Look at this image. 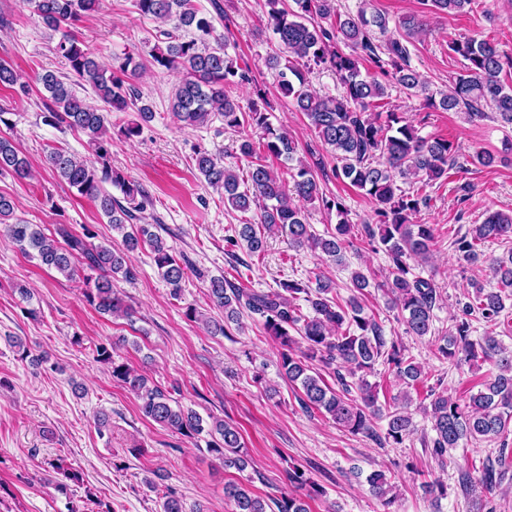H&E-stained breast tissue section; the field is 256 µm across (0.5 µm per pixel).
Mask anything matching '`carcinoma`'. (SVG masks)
<instances>
[{"instance_id": "carcinoma-1", "label": "carcinoma", "mask_w": 512, "mask_h": 512, "mask_svg": "<svg viewBox=\"0 0 512 512\" xmlns=\"http://www.w3.org/2000/svg\"><path fill=\"white\" fill-rule=\"evenodd\" d=\"M476 0H422L424 9L434 13L458 14L473 10ZM34 11L42 23L57 30L64 23L74 24L99 8L100 0H33ZM138 13L161 23L174 19L171 30L160 31L164 41L149 52L150 64L167 71H178L182 77L171 98L170 111L185 128L206 125L212 117L224 118V127L251 128L259 135V143L243 138L239 155L245 159L262 146L267 154L293 161L296 145L288 131L274 127L269 121V103L253 104L244 111L228 89L250 81L249 70L238 66L226 51L223 38L215 34L211 18L199 12L192 0H134ZM266 28L278 42V50L268 55L267 66L276 72L282 95L290 99L296 111L303 113L316 137L330 150L333 173L368 197L373 203L371 222L362 225L368 244L379 245L389 261L387 273L379 288L391 309L398 310L406 333L418 338L436 334L433 310L440 297L431 279L412 272L409 260L427 259L435 239L432 224H416L413 216L427 196L403 189L405 183H421V187L448 179L450 163L455 161V148L446 139H426L396 109L386 106L388 86L395 84L407 95L425 93L427 105L445 111H463L470 120L496 119L512 125V86L502 83L500 75L512 70V55L488 39L468 37L454 40L449 49L465 60L450 91L440 98L426 93L419 75L411 65V47L423 31L416 14L399 21L400 32L384 38L388 21L378 12L338 14L336 0H266ZM192 32L187 38L184 32ZM349 51H344V48ZM71 74L92 85L98 98L110 112L134 109L137 119L121 129L133 139L143 125L155 117L152 104L130 82L146 64L125 56L110 67L102 65L95 53L72 37L57 45ZM371 63L385 81L362 72V62ZM330 71L341 85L337 96H318L310 90L308 73ZM39 82L48 93L43 105L45 121L61 123L83 131L93 148V158L80 159L63 149L47 154L51 170L77 194L92 201L122 238L123 248L112 243L95 244V234L85 230L81 235L67 227L56 229L63 242L45 235L32 224L15 215V202L0 194V225L18 248L27 253L37 251L42 265L65 277L79 268L90 271L85 298L102 314L127 312L123 299L114 288L120 279L131 280L135 270L130 254L149 248L172 297L181 294L184 268L173 249L150 230L148 224H134L135 212L147 201L140 183L130 180L112 167V137L108 134L107 115L76 95L60 76L47 71ZM18 84V73L7 61L0 60V87L12 89ZM195 168L206 184L224 190V205L240 212L255 211L257 222L240 225L235 235L226 238L231 247H244L260 255L267 247L266 234L280 231L293 248L308 247L332 261L344 263V251L353 246L354 225L348 210L337 198L326 195L316 170L325 166L323 158L314 165L299 164L289 168L293 194H288L278 172L263 163H251L246 184H241L236 171L223 159L206 150L195 152ZM10 172L19 179L30 176L29 163L13 142L0 137V172ZM123 194L124 201L113 197L105 185ZM304 202H318L323 209L336 211L337 223L332 230L318 235L311 230L305 211L292 202L291 196ZM512 239V213H488L482 223L472 227L470 235L454 241L456 250L472 263L479 259L480 248L490 241ZM498 287L478 286L448 333L434 341L433 355L451 365L463 362L490 363L495 368L483 389L460 402L428 387L430 413L435 432L433 452L444 459L448 450L463 441L479 445L499 441L497 456L486 458L478 484L491 492L499 477L498 466L512 451L505 433L512 425V349L491 333L471 338L473 321L501 323L505 300L512 298V252L490 259ZM355 294L345 302L333 296L335 288L328 277L316 280L311 288L301 281L286 280L275 288L256 291L237 287L225 277L213 278L208 288L212 302L224 310V322L209 321L216 334L227 335L226 326L237 324L243 313L257 318L264 333L279 347L280 368L290 383L301 386L300 402L307 410L316 409L353 435L371 437L381 445L398 446L414 430L409 408L411 394L404 391L393 397L385 414L384 434L374 429L380 415L378 385L367 376L382 362L392 368L397 380L410 389L425 382L423 366L405 354L395 339H386L382 325L365 313L357 293L370 286L369 278L360 270L351 273ZM305 301L311 314L302 312L299 301ZM97 361L112 369V378L133 392L142 415L184 436L208 432L213 437L208 448L223 463L224 469L239 472L249 465V456L240 431L222 420L205 429L203 419L193 411L173 406L172 399L160 387L120 362L112 350L96 348ZM318 363L333 372L337 388H331L311 364ZM286 479L292 491L269 500L253 494L245 485L228 482L224 498L230 512H310L307 500L323 495L307 472L291 464ZM366 481L380 501L383 512L398 495L395 485L382 471L370 473Z\"/></svg>"}]
</instances>
